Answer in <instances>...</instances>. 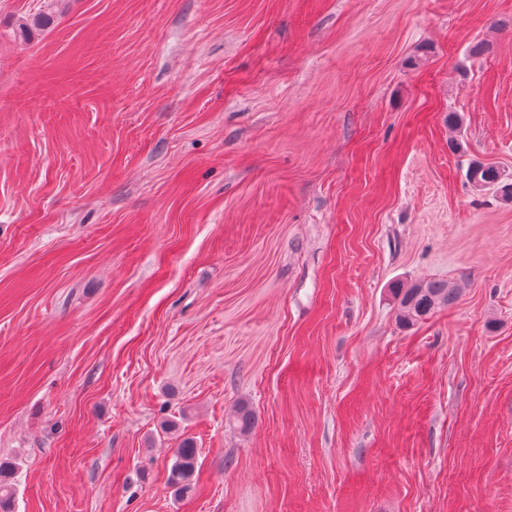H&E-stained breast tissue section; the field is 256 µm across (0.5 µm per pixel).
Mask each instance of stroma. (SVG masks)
<instances>
[{
    "mask_svg": "<svg viewBox=\"0 0 512 512\" xmlns=\"http://www.w3.org/2000/svg\"><path fill=\"white\" fill-rule=\"evenodd\" d=\"M473 160L512 173V0H0L13 512H512ZM417 280L461 289L405 326ZM197 448L190 438L183 439L175 450L174 462L168 475V483L179 494L188 493L193 488Z\"/></svg>",
    "mask_w": 512,
    "mask_h": 512,
    "instance_id": "35a3bbf8",
    "label": "stroma"
}]
</instances>
